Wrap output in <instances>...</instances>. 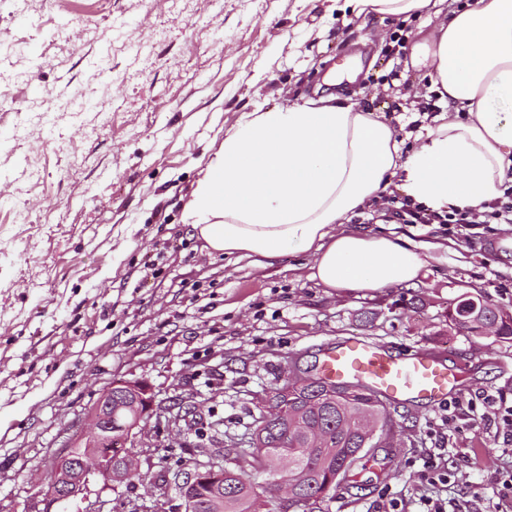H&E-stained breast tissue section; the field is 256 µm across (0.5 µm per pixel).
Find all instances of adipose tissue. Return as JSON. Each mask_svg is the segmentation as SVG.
Instances as JSON below:
<instances>
[{
	"label": "adipose tissue",
	"instance_id": "adipose-tissue-1",
	"mask_svg": "<svg viewBox=\"0 0 512 512\" xmlns=\"http://www.w3.org/2000/svg\"><path fill=\"white\" fill-rule=\"evenodd\" d=\"M355 16L421 18L410 63L446 111L410 151L392 125L337 96L244 112L191 192L183 223L207 254L252 262L310 253V277L335 290L415 284L424 248L347 228L393 178L414 202L478 209L512 186V0H344Z\"/></svg>",
	"mask_w": 512,
	"mask_h": 512
}]
</instances>
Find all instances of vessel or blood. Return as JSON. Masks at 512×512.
Wrapping results in <instances>:
<instances>
[{
	"instance_id": "b4317fda",
	"label": "vessel or blood",
	"mask_w": 512,
	"mask_h": 512,
	"mask_svg": "<svg viewBox=\"0 0 512 512\" xmlns=\"http://www.w3.org/2000/svg\"><path fill=\"white\" fill-rule=\"evenodd\" d=\"M323 370L338 382L360 381L390 403L423 399L440 407L453 389L450 369L428 352L392 354L357 338L330 343Z\"/></svg>"
}]
</instances>
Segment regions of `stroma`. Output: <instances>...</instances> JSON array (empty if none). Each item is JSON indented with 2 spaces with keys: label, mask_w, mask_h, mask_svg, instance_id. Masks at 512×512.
I'll return each instance as SVG.
<instances>
[{
  "label": "stroma",
  "mask_w": 512,
  "mask_h": 512,
  "mask_svg": "<svg viewBox=\"0 0 512 512\" xmlns=\"http://www.w3.org/2000/svg\"><path fill=\"white\" fill-rule=\"evenodd\" d=\"M421 21L356 17L338 0H0V512H43L36 485L52 453L113 381L157 399L195 394L199 412L243 433L285 359L307 366L361 337L394 352L445 355L453 398L512 397V342L448 321L466 295L512 313V230L477 227L472 244L439 224L391 218L392 184L350 227L436 244L417 283L336 291L310 277L309 254L258 267L209 256L181 214L229 113L341 94L382 114L404 150L445 110L408 69ZM408 399L381 478L341 485L331 512H418L423 496L499 512L512 474L494 427ZM130 481H94L67 512L128 500L185 512L178 482L156 476L170 453L200 459L187 438L156 435ZM444 449L451 476H420Z\"/></svg>",
  "instance_id": "1"
}]
</instances>
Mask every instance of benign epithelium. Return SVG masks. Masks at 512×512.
<instances>
[{
    "label": "benign epithelium",
    "instance_id": "benign-epithelium-1",
    "mask_svg": "<svg viewBox=\"0 0 512 512\" xmlns=\"http://www.w3.org/2000/svg\"><path fill=\"white\" fill-rule=\"evenodd\" d=\"M473 302L470 296H464L455 305L448 307V321L456 326L467 322L466 305ZM295 357L287 358L290 374L283 383L273 391L266 393L262 406L267 418L282 417L288 412V406L296 398L320 386L312 374L297 370ZM124 399L122 408L129 410L130 423L125 434L113 436L112 430V395ZM161 421L164 408L157 403L151 387L142 382L117 380L107 388L106 396L87 410L86 428L68 438L64 446L53 453V476L48 489L38 491L51 504H63L84 493L90 479L98 477L107 483L112 482V455L122 457L126 476L138 473L140 452L136 451V437L141 423L150 417ZM292 477L281 471L265 480V494L259 496L263 512H297L303 499L294 487L289 492L280 491L288 487ZM224 484V463L219 457H212L206 462L196 463L194 470L179 484V493L184 505L191 499L188 491L198 484Z\"/></svg>",
    "mask_w": 512,
    "mask_h": 512
}]
</instances>
